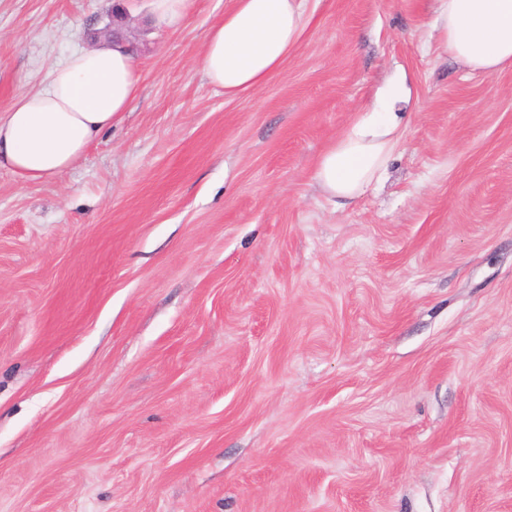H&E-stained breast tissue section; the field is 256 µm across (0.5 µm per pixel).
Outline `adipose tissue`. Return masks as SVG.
<instances>
[{
  "label": "adipose tissue",
  "mask_w": 512,
  "mask_h": 512,
  "mask_svg": "<svg viewBox=\"0 0 512 512\" xmlns=\"http://www.w3.org/2000/svg\"><path fill=\"white\" fill-rule=\"evenodd\" d=\"M443 49L469 72L512 65V0H440ZM308 0H233L205 35L202 71L232 98L266 82L303 38ZM141 72L126 43L72 52L37 90L18 95L0 116V168L41 181L71 167L129 109ZM411 103L406 77L391 79L356 112L320 156L314 178L339 203L361 197L385 175Z\"/></svg>",
  "instance_id": "1"
}]
</instances>
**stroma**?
<instances>
[{
    "label": "stroma",
    "mask_w": 512,
    "mask_h": 512,
    "mask_svg": "<svg viewBox=\"0 0 512 512\" xmlns=\"http://www.w3.org/2000/svg\"><path fill=\"white\" fill-rule=\"evenodd\" d=\"M128 3L131 110L0 169V512H512V66L467 73L435 0H309L228 98L232 0H0V115ZM398 70L388 174L335 205L316 162ZM151 9L156 21L170 28L182 25L191 0H150Z\"/></svg>",
    "instance_id": "obj_1"
}]
</instances>
